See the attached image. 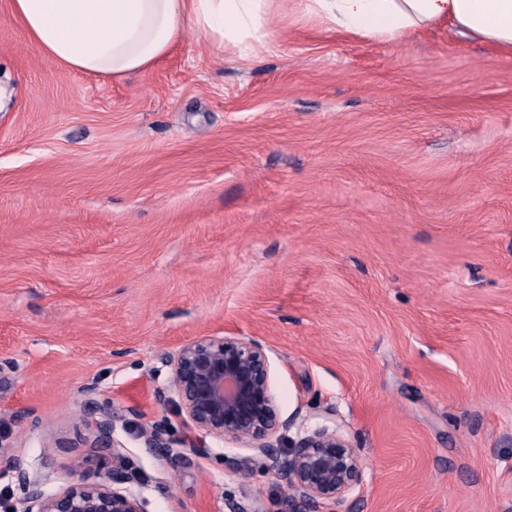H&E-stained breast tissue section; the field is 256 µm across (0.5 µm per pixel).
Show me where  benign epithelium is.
<instances>
[{
	"label": "benign epithelium",
	"instance_id": "1",
	"mask_svg": "<svg viewBox=\"0 0 512 512\" xmlns=\"http://www.w3.org/2000/svg\"><path fill=\"white\" fill-rule=\"evenodd\" d=\"M155 372L166 382L155 389L161 406H174L202 434L252 451L251 460L286 486L284 503L301 502L311 512L342 503L364 485V469L356 449L336 430L323 424L306 428L283 447L297 416L281 415L270 389L271 363L260 341L242 336H196L161 354ZM94 406L91 448L104 461L98 482L88 481L76 463L67 485L45 489L42 477L24 457L0 453V475L10 476L19 491L12 512H147L141 489L146 479L132 465L124 444L115 437L124 415L110 402H98L93 387L83 390ZM173 468L210 454L199 438H177L167 418L155 420L141 433Z\"/></svg>",
	"mask_w": 512,
	"mask_h": 512
}]
</instances>
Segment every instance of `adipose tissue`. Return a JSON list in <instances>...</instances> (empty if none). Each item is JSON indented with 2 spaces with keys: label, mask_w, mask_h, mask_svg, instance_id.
Returning <instances> with one entry per match:
<instances>
[{
  "label": "adipose tissue",
  "mask_w": 512,
  "mask_h": 512,
  "mask_svg": "<svg viewBox=\"0 0 512 512\" xmlns=\"http://www.w3.org/2000/svg\"><path fill=\"white\" fill-rule=\"evenodd\" d=\"M353 37L398 41L438 25L512 54V0H298ZM30 42L59 66L121 79L155 65L187 28L216 50L260 38L271 0H10Z\"/></svg>",
  "instance_id": "1"
}]
</instances>
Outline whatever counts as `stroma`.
<instances>
[{
  "label": "stroma",
  "instance_id": "stroma-1",
  "mask_svg": "<svg viewBox=\"0 0 512 512\" xmlns=\"http://www.w3.org/2000/svg\"><path fill=\"white\" fill-rule=\"evenodd\" d=\"M273 8L249 51L189 29L112 79L42 56L0 0V448L53 491L79 459L98 478L92 386L148 512H282L219 442L174 469L140 436L193 432L155 399L160 353L244 336L282 415L356 449L339 512H512V56Z\"/></svg>",
  "mask_w": 512,
  "mask_h": 512
}]
</instances>
